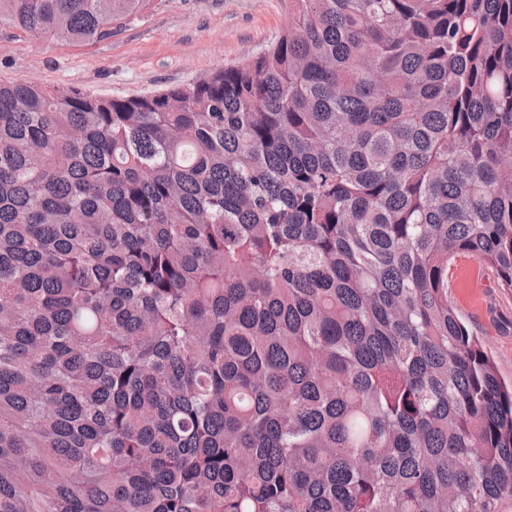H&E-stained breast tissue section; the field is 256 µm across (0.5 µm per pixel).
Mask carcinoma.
<instances>
[{
    "mask_svg": "<svg viewBox=\"0 0 512 512\" xmlns=\"http://www.w3.org/2000/svg\"><path fill=\"white\" fill-rule=\"evenodd\" d=\"M459 255L512 291V0H292L151 95L0 82V512H512Z\"/></svg>",
    "mask_w": 512,
    "mask_h": 512,
    "instance_id": "obj_1",
    "label": "carcinoma"
}]
</instances>
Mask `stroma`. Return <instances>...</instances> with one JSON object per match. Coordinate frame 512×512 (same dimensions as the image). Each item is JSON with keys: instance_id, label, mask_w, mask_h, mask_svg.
<instances>
[{"instance_id": "obj_1", "label": "stroma", "mask_w": 512, "mask_h": 512, "mask_svg": "<svg viewBox=\"0 0 512 512\" xmlns=\"http://www.w3.org/2000/svg\"><path fill=\"white\" fill-rule=\"evenodd\" d=\"M111 41L74 48L0 26V80L73 86L121 98L192 83L273 45L290 0H156ZM448 300L512 379V292L495 272L462 255L448 269Z\"/></svg>"}]
</instances>
